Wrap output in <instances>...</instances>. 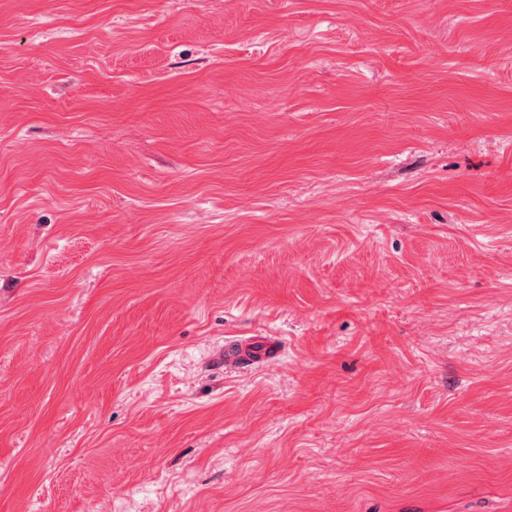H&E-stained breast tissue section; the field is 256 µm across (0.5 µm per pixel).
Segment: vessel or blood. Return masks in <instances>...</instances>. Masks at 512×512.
<instances>
[{
	"label": "vessel or blood",
	"mask_w": 512,
	"mask_h": 512,
	"mask_svg": "<svg viewBox=\"0 0 512 512\" xmlns=\"http://www.w3.org/2000/svg\"><path fill=\"white\" fill-rule=\"evenodd\" d=\"M282 345L272 336H243L226 339L208 357L210 367L228 373H242L277 362Z\"/></svg>",
	"instance_id": "b4317fda"
}]
</instances>
